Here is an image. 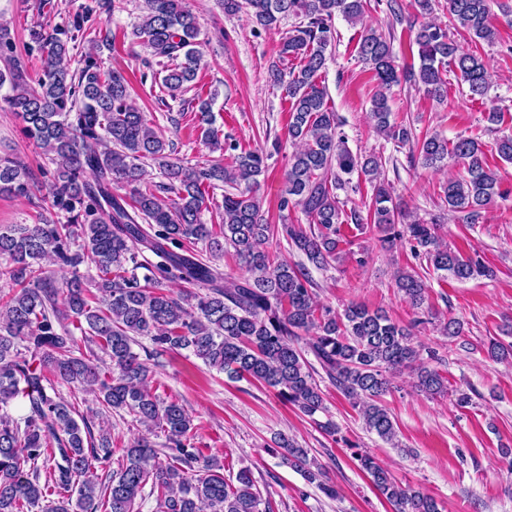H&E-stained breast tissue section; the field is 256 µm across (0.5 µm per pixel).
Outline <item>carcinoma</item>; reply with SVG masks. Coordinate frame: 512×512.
<instances>
[{
    "label": "carcinoma",
    "instance_id": "cac0c4a2",
    "mask_svg": "<svg viewBox=\"0 0 512 512\" xmlns=\"http://www.w3.org/2000/svg\"><path fill=\"white\" fill-rule=\"evenodd\" d=\"M224 14L246 12L263 29L281 18L300 19L285 37L279 59L299 60V69L283 80L271 69L274 85L288 97V139L303 143L291 155L279 209L298 206L310 219L300 224L261 223L258 177L265 168L261 150L239 149L231 163L188 167L175 156L173 142L133 103L124 75L103 72L88 58L80 71L64 65L69 42L87 31L96 8L76 14L74 34L41 27L33 31L27 52H41L38 77L28 74L10 30L0 25V96L24 123V133L54 166L53 188L36 224L0 226V281L9 298L0 303V512H136L146 485L157 494L162 512H269L251 469L241 468L229 483L216 459H205L191 443L196 425L182 404L154 390L155 370L134 351L145 337L162 351L185 350L206 366L232 379H250L272 389L309 418L325 435L352 449V457L373 488L395 512H440L429 494L402 484L373 455L340 435L326 412L324 393L315 379L318 362L329 381L357 409L365 429L381 440L396 436L394 420L382 405L390 376L409 371L430 396L448 393V379L425 365L409 329L389 316L351 303L336 312L319 303L304 269L272 254L267 244L284 238L323 269L338 259L340 224L345 216L336 190L363 176L373 189L367 215L350 210L362 230L383 233V242H406L437 271L455 279L490 278L494 270L477 257H464L442 242L443 225L407 222L389 183L382 179V157L358 155L338 131L339 118L327 104L316 79L325 51L334 39L332 21L340 15L363 21L371 0H218ZM492 0H447L448 15L473 37L494 43ZM423 21L410 28L418 46V69L399 66L391 37L373 29L360 38V60L372 71L376 92L371 117L375 132L404 146L412 130L391 121L387 92L410 82L424 95L443 101L446 69L459 73L471 96L487 95L485 60L451 37L447 27L426 20L433 0H414ZM198 16L183 0H146L145 14L133 36L153 56L169 61L161 86L176 100L188 90L200 66ZM204 142L221 146L212 127L208 102L198 105ZM422 164L440 168L447 160L463 174L442 187L449 211L474 224L502 196L498 175L485 162L474 138L448 141L437 134L419 146ZM162 168L164 181L141 187L147 161ZM32 173L9 154L0 155V194L25 196ZM224 185L216 222L205 224L208 189ZM127 187L121 195L114 187ZM64 214L67 223L53 216ZM202 244L210 260L195 249ZM244 265L246 276L225 275L213 260L227 250ZM150 252L156 261L142 256ZM68 267L72 277L58 283L46 261ZM94 267L85 281L79 267ZM178 281L187 288L168 290ZM396 287L419 307L427 287L421 276L399 271ZM190 286L207 289L204 294ZM109 360L103 372L98 354L80 352L74 330ZM66 384L92 394L98 407L82 413L59 397ZM22 398L26 414L18 420L7 410ZM126 412L160 431L162 447L139 437L122 449L118 468L104 479L98 471L112 458L108 414ZM271 452L327 497L337 496L323 467L309 450L281 435Z\"/></svg>",
    "mask_w": 512,
    "mask_h": 512
}]
</instances>
